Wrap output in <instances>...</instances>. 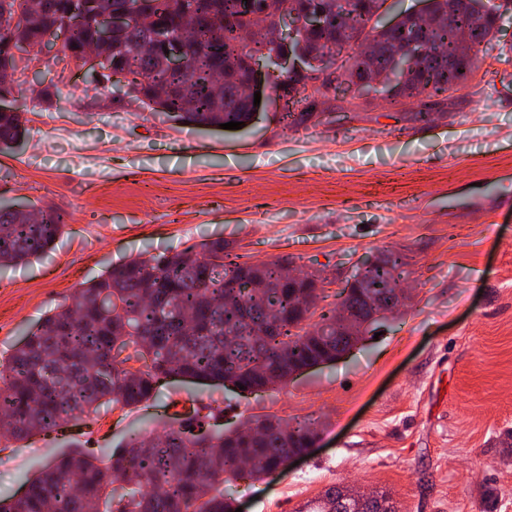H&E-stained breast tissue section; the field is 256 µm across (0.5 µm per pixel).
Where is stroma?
<instances>
[{
    "label": "stroma",
    "instance_id": "obj_1",
    "mask_svg": "<svg viewBox=\"0 0 512 512\" xmlns=\"http://www.w3.org/2000/svg\"><path fill=\"white\" fill-rule=\"evenodd\" d=\"M41 57L11 97L28 132L0 154V205L64 211L52 250L0 267V359L79 284L128 259L221 238L244 261L319 272L324 307L350 268L400 256L405 304L349 353L287 386L239 395L191 380L101 409L63 436L0 447V496L22 494L63 452L98 455L193 412L215 430L273 415L314 421L298 465L238 484L243 512H299L332 485L387 490L399 512H512V20L432 121L380 94H341L337 121L297 105L248 128L171 121L99 94Z\"/></svg>",
    "mask_w": 512,
    "mask_h": 512
}]
</instances>
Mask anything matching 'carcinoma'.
<instances>
[{
    "instance_id": "obj_1",
    "label": "carcinoma",
    "mask_w": 512,
    "mask_h": 512,
    "mask_svg": "<svg viewBox=\"0 0 512 512\" xmlns=\"http://www.w3.org/2000/svg\"><path fill=\"white\" fill-rule=\"evenodd\" d=\"M25 16L23 0H0V49L10 40L35 47L55 19L59 0H42ZM490 0H431L425 15H404L393 27L364 34L367 56L350 55L337 77L393 103L410 101L431 119L448 93L465 86L489 50L495 22ZM303 17L320 11L319 29L293 37L249 40L233 0H141L123 39L101 47L104 66L125 72L113 91L168 119L210 129L252 122L248 104L250 63L276 67L275 59L301 61L300 72L272 75L271 89L298 86L322 71L324 58L353 45L355 25L367 24L378 0H275ZM190 32L177 35L188 70H169L145 45L184 17ZM465 33L474 55L460 49ZM79 49L94 38L91 17L55 37ZM163 84L185 85L189 95L157 94ZM25 112L0 113V150L25 134ZM65 226L56 209L0 207V265H19L53 248ZM284 261L262 265L239 261L224 240L169 255L132 258L76 288L71 298L45 315L9 358L0 361V436L23 440L34 434L64 435L72 424L101 406H136L152 398L170 378L235 387L257 395L288 381V372L310 361L336 356L320 333L336 325V309L320 314L314 329L300 315L296 289L282 283ZM149 359L147 369L128 367ZM210 413L193 416L156 439L147 430L130 433L127 444L105 455L107 463L73 449L28 485L25 494L0 499V512H234L226 486L259 477L301 451L315 437V424L290 427L274 417L252 421L257 439L241 432L208 433ZM126 487H112L113 476ZM299 512H396L390 494L357 503L340 486L328 487Z\"/></svg>"
}]
</instances>
